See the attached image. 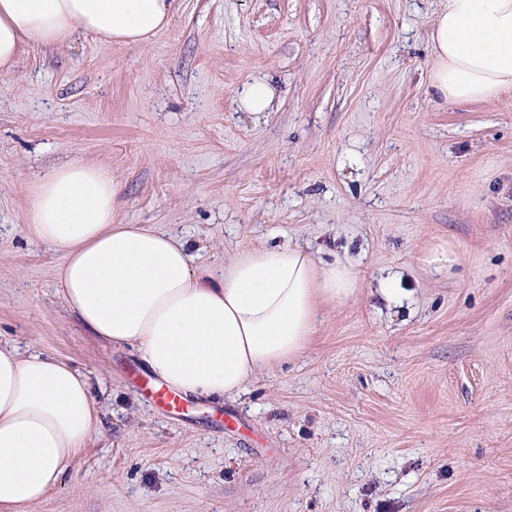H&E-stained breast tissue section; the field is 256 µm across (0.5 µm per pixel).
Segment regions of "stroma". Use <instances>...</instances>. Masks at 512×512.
I'll list each match as a JSON object with an SVG mask.
<instances>
[{"label": "stroma", "mask_w": 512, "mask_h": 512, "mask_svg": "<svg viewBox=\"0 0 512 512\" xmlns=\"http://www.w3.org/2000/svg\"><path fill=\"white\" fill-rule=\"evenodd\" d=\"M440 0H174L118 46L75 31L0 74V345L87 373L102 434L36 512H512V91L428 92ZM275 92L241 109L247 83ZM81 161L121 224L185 237L199 274L263 245L346 261L295 362L164 411L132 347L89 336L26 230L33 189ZM457 262L417 261L430 242ZM407 289L382 300V279ZM418 262L431 273L442 270L450 273L455 264L453 246L449 241L433 243L419 255Z\"/></svg>", "instance_id": "1"}]
</instances>
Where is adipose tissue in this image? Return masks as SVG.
Instances as JSON below:
<instances>
[{
	"label": "adipose tissue",
	"instance_id": "1",
	"mask_svg": "<svg viewBox=\"0 0 512 512\" xmlns=\"http://www.w3.org/2000/svg\"><path fill=\"white\" fill-rule=\"evenodd\" d=\"M172 0H0V73L24 44L53 45L80 29L137 45L168 24ZM429 93L484 101L512 90V0H443L430 30ZM118 183L73 162L35 188L28 234L64 251L59 293L90 335L134 347L167 386L190 397H233L258 372L299 358L322 305L355 299L348 263L300 246H262L195 271L186 241L115 221ZM102 426L89 376L42 351L0 347V512H33L73 469Z\"/></svg>",
	"mask_w": 512,
	"mask_h": 512
}]
</instances>
